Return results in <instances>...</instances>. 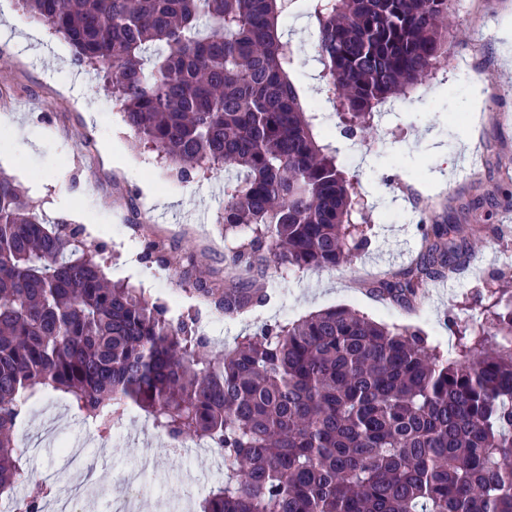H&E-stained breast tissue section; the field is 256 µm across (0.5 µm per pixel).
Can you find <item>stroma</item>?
Masks as SVG:
<instances>
[{"mask_svg": "<svg viewBox=\"0 0 512 512\" xmlns=\"http://www.w3.org/2000/svg\"><path fill=\"white\" fill-rule=\"evenodd\" d=\"M512 0H453L448 15V49L427 80L388 98L365 140L339 133L336 106L328 102L322 65L315 61L316 24L298 13L283 15L279 29L290 36L302 65L291 77L303 107L319 105L329 123L316 130L319 142L337 148L336 163L357 181L366 208L369 247L335 269L294 270L269 264L268 300L242 318L230 319L200 304L189 277L224 281L232 248L249 240L242 225L224 230V175L211 173L179 181L165 158L139 145L125 126L116 95L101 73L72 65L67 43L47 25L17 16L0 26V171L15 179L46 218L82 226L85 238L103 244L99 254L108 279L144 289L167 308L169 318L195 315L198 335L217 351L235 338L267 325L294 321L333 306L358 310L380 323L421 330L448 355H456L463 329L478 327L500 280L512 278V95L500 93L502 75L512 74L503 56V10ZM486 38H477L483 25ZM464 61L470 85L457 81ZM466 153L445 161L458 137ZM170 197L159 206L155 198ZM481 199L491 220L475 221L466 207ZM458 225L470 243L472 261L454 278L429 281L410 308L382 300L356 283L380 268L405 271L417 254L419 220ZM141 225L164 240L171 263L142 260ZM195 258L184 276L182 255ZM79 442L84 477L100 512H126L115 473L139 474L135 512H186L216 484L224 470L218 451L171 441L140 409L129 410L110 439L96 438L91 425L53 394L30 404L15 433L24 448L29 481L18 496L38 499L45 512L58 507L72 483L59 467L60 448Z\"/></svg>", "mask_w": 512, "mask_h": 512, "instance_id": "obj_1", "label": "stroma"}]
</instances>
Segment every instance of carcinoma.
<instances>
[{"instance_id":"cac0c4a2","label":"carcinoma","mask_w":512,"mask_h":512,"mask_svg":"<svg viewBox=\"0 0 512 512\" xmlns=\"http://www.w3.org/2000/svg\"><path fill=\"white\" fill-rule=\"evenodd\" d=\"M76 67L102 66L138 140L183 182L221 169L225 229L253 236L231 269H332L369 239L353 179L319 144L316 113L290 78L278 19L296 4L318 27V60L343 134L375 104L422 81L441 54L450 0H19ZM48 220L0 173V498L27 477L14 432L28 403L64 397L105 439L129 407L170 438L224 454L201 512H512V291L450 360L418 330L328 308L261 330L211 359L193 319L173 320L138 288L107 279L98 245ZM167 245L142 259L168 264ZM469 257L454 224H424L417 262L361 282L401 304ZM226 315L264 289L197 279Z\"/></svg>"}]
</instances>
